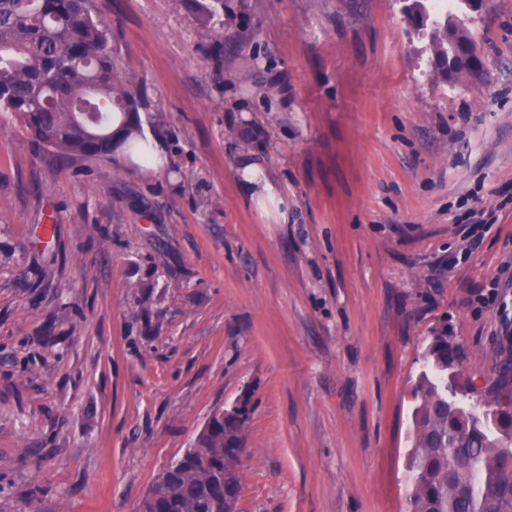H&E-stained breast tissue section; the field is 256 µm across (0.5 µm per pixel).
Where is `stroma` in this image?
I'll use <instances>...</instances> for the list:
<instances>
[{
	"instance_id": "1",
	"label": "stroma",
	"mask_w": 512,
	"mask_h": 512,
	"mask_svg": "<svg viewBox=\"0 0 512 512\" xmlns=\"http://www.w3.org/2000/svg\"><path fill=\"white\" fill-rule=\"evenodd\" d=\"M95 5L165 166L0 114V512H138L247 389L239 512H406L434 329L478 379L512 322V0L445 74L404 0ZM199 12L204 14L209 24L207 32L215 34L217 32V24H221V15L224 13L225 0H192ZM240 172H242L243 182L249 190H253L254 186L258 187V189H255L252 192V196L258 198L260 205L266 204L267 201L273 203L277 201L280 204L285 203L284 199L279 195L278 189L273 183L266 180L265 178L262 181L258 179L260 173L262 172V168L259 162L252 158L241 160Z\"/></svg>"
}]
</instances>
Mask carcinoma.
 Listing matches in <instances>:
<instances>
[{
	"label": "carcinoma",
	"mask_w": 512,
	"mask_h": 512,
	"mask_svg": "<svg viewBox=\"0 0 512 512\" xmlns=\"http://www.w3.org/2000/svg\"><path fill=\"white\" fill-rule=\"evenodd\" d=\"M217 32L224 0H194ZM406 10L437 25V61L472 45L423 0ZM142 97L121 76L112 28L94 0H0V112L62 159L110 160L119 149L143 158ZM414 384L407 512H512V336L497 338L479 387L461 369L462 351L444 325L425 349ZM248 417L216 419L197 447L171 462L144 512H226L241 496L236 467Z\"/></svg>",
	"instance_id": "carcinoma-1"
}]
</instances>
